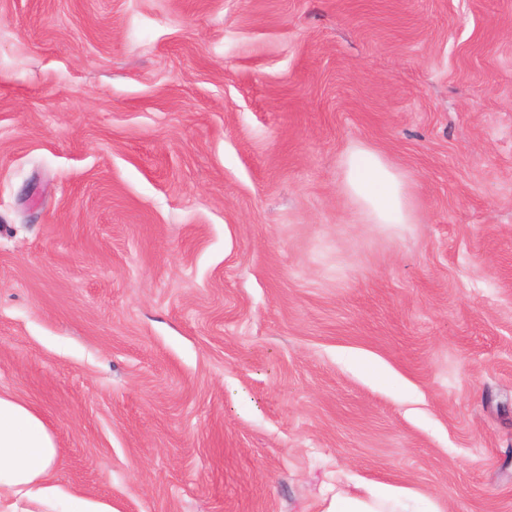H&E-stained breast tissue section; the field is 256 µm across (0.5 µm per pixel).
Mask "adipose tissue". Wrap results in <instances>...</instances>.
Masks as SVG:
<instances>
[{
	"instance_id": "ef3b65f1",
	"label": "adipose tissue",
	"mask_w": 512,
	"mask_h": 512,
	"mask_svg": "<svg viewBox=\"0 0 512 512\" xmlns=\"http://www.w3.org/2000/svg\"><path fill=\"white\" fill-rule=\"evenodd\" d=\"M341 188L366 224H412L404 175L379 151L357 143L343 154ZM54 437L25 403L0 394V512H114L111 503L55 481ZM406 489L388 486L368 497L336 494L326 512H393Z\"/></svg>"
}]
</instances>
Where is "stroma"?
Segmentation results:
<instances>
[{
    "mask_svg": "<svg viewBox=\"0 0 512 512\" xmlns=\"http://www.w3.org/2000/svg\"><path fill=\"white\" fill-rule=\"evenodd\" d=\"M0 391L116 512H512V0H0ZM341 188L363 224H414L417 219L404 175L379 151L357 143L343 154ZM412 494L400 487L386 486L378 491H370L367 498H359L345 493H336L326 512H393V505L402 497Z\"/></svg>",
    "mask_w": 512,
    "mask_h": 512,
    "instance_id": "35a3bbf8",
    "label": "stroma"
}]
</instances>
